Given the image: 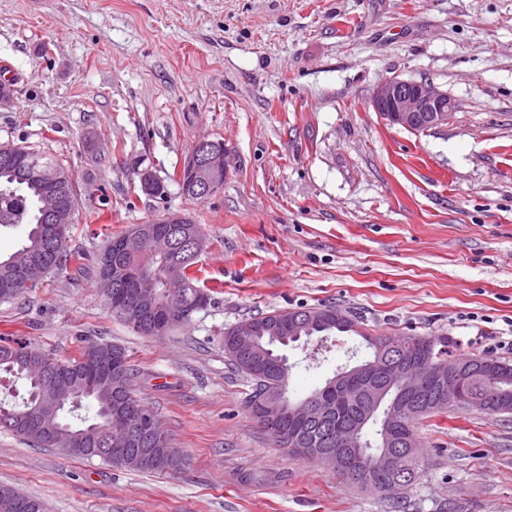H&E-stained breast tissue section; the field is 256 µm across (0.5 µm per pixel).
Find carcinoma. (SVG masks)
Here are the masks:
<instances>
[{"label":"carcinoma","mask_w":512,"mask_h":512,"mask_svg":"<svg viewBox=\"0 0 512 512\" xmlns=\"http://www.w3.org/2000/svg\"><path fill=\"white\" fill-rule=\"evenodd\" d=\"M51 169L65 170L57 159L35 148L23 147L21 157L7 163L0 159V230H9L20 224L29 225L21 247L7 257H0V302H11L28 290L24 274L34 263L42 261L54 271H66L76 268L82 274L85 267L81 264L83 254L65 247L58 250L51 237L53 225L40 223L41 209L53 193L51 185L28 183L16 176L30 164ZM150 228L166 235L174 243L173 251L157 252L153 242L142 245L138 254H123L115 258L116 266L131 274H155L163 278L169 274L178 279L186 288V307L181 310L183 320L161 332H152L153 317L156 309L164 301L163 286L156 288L154 296L128 294L122 303L114 305L113 298L107 297L112 313L135 331L152 336L165 335L192 320L195 313L210 304L211 295L207 289L198 286L196 261L193 260L192 241L189 236L192 224H152ZM295 313L288 310L262 314L244 321L255 328V348L260 353L255 355L239 354L232 351L230 335L233 328L224 329V352L235 369L249 380L253 390L247 403H252L257 396L254 386L262 383L271 393L279 394L282 406L292 408L303 403L293 400L288 394V384L284 376L289 374L287 358L277 353V347L293 342L288 335V321ZM362 321L352 315H345L340 325H329L321 329L312 328L301 331L303 336L333 332H357ZM359 333V332H357ZM372 350L370 361H375L377 345L394 340L401 343L409 356H417L422 345L429 343L424 336H372L359 333ZM456 342L450 336L435 347L434 354L441 356L455 366V371L462 374L460 387L463 395L464 410L496 414L498 410L492 405H512V363L489 356L460 357L453 354ZM110 343L86 341L80 347L78 356L62 361L57 360L41 350L27 344L16 336H0V371L14 375L27 382V398L17 405L8 398L0 399V428L11 431L22 440L56 448L62 453L87 460L98 458L105 463L113 462L112 456L106 454L108 448H123L129 460L125 467L150 473L176 475L183 473L187 466L170 468L160 461V449L149 438L124 436L116 431L107 434L101 428L107 424L110 412L117 409L129 411L130 425L137 423V415L152 409L134 396L132 385L135 378L134 369L126 365L123 381L117 385L112 378L89 373L81 378L72 374V369L80 365L81 357L92 349H112ZM425 395L432 404V410L423 417L441 413L448 409V396L438 389L425 388ZM409 401L404 377L400 374L383 376L373 371L363 376L352 378L346 386V398L329 407L326 420L322 423L309 422L296 429L294 434L306 448L325 451L336 447V431L354 419H363L365 424L378 426L375 430L376 441L366 438L361 432L358 453L373 460L381 458L388 452L385 447L388 435L386 419L394 406ZM405 486H410L421 471L422 461L417 453H409L402 459ZM336 474L344 482L363 485L382 479L391 480V474L383 469L358 467L356 474L338 470ZM0 499H11L14 508L11 512H47L45 504L33 497L18 493L10 487H0Z\"/></svg>","instance_id":"obj_1"}]
</instances>
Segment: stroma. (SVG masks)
I'll return each instance as SVG.
<instances>
[{"mask_svg": "<svg viewBox=\"0 0 512 512\" xmlns=\"http://www.w3.org/2000/svg\"><path fill=\"white\" fill-rule=\"evenodd\" d=\"M427 79L457 110L414 134L370 100ZM0 141L56 155L80 208L70 248L192 218L212 303L161 337L135 333L93 275H47L0 303V336L65 360L121 345L133 390L190 456L169 477L27 444L0 429V484L50 512H512V415L419 421L423 469L386 495L341 481L259 429L226 327L331 304L374 335L451 336L512 362V0H0ZM203 138L235 167L216 194L177 179ZM151 169L168 194L145 195ZM291 398L369 357L336 333L285 350Z\"/></svg>", "mask_w": 512, "mask_h": 512, "instance_id": "1", "label": "stroma"}]
</instances>
